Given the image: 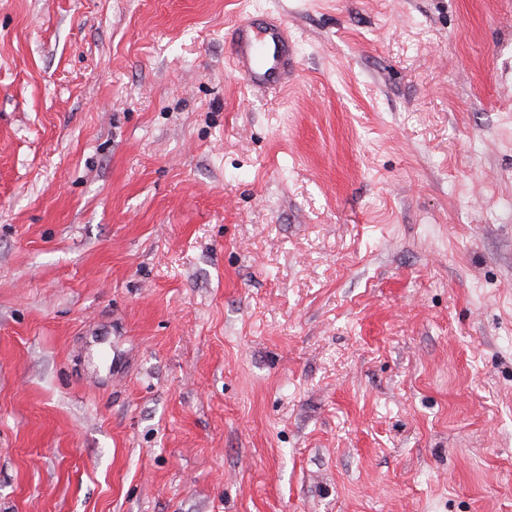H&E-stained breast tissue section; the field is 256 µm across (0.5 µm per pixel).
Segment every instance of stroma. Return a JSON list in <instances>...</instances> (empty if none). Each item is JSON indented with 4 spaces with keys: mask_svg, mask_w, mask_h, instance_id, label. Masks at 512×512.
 <instances>
[{
    "mask_svg": "<svg viewBox=\"0 0 512 512\" xmlns=\"http://www.w3.org/2000/svg\"><path fill=\"white\" fill-rule=\"evenodd\" d=\"M0 512H512V0H0ZM228 65L252 89L287 90L296 70L287 23L279 17L263 18L259 24L251 18L237 22Z\"/></svg>",
    "mask_w": 512,
    "mask_h": 512,
    "instance_id": "35a3bbf8",
    "label": "stroma"
}]
</instances>
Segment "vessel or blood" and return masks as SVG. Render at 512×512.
<instances>
[{
    "mask_svg": "<svg viewBox=\"0 0 512 512\" xmlns=\"http://www.w3.org/2000/svg\"><path fill=\"white\" fill-rule=\"evenodd\" d=\"M228 65L253 89L287 90L296 70L288 26L278 17L236 23Z\"/></svg>",
    "mask_w": 512,
    "mask_h": 512,
    "instance_id": "b4317fda",
    "label": "vessel or blood"
}]
</instances>
